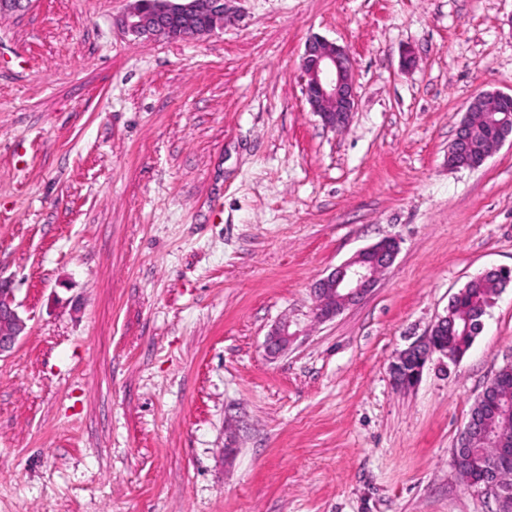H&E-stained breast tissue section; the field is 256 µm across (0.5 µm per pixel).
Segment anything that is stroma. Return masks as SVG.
Segmentation results:
<instances>
[{
  "mask_svg": "<svg viewBox=\"0 0 512 512\" xmlns=\"http://www.w3.org/2000/svg\"><path fill=\"white\" fill-rule=\"evenodd\" d=\"M127 5L0 16V275L28 320L0 512H496L451 450L512 364V285L459 362L408 390L389 367L512 268V146L448 166L467 100L512 93V0H230L192 40L126 36ZM313 36L355 60L340 132L303 95ZM388 237L375 288L315 322L314 279ZM296 337V332H290L288 320L279 322L267 336L265 344L267 355L275 357L286 352Z\"/></svg>",
  "mask_w": 512,
  "mask_h": 512,
  "instance_id": "35a3bbf8",
  "label": "stroma"
}]
</instances>
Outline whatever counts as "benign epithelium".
I'll list each match as a JSON object with an SVG mask.
<instances>
[{"label":"benign epithelium","mask_w":512,"mask_h":512,"mask_svg":"<svg viewBox=\"0 0 512 512\" xmlns=\"http://www.w3.org/2000/svg\"><path fill=\"white\" fill-rule=\"evenodd\" d=\"M227 0H128L125 11L115 18V25L133 38L163 36L184 40L207 35L224 26ZM303 93L310 111L322 125L340 131L350 123L356 103L355 60L349 50L325 38L313 36L305 44L302 56ZM495 125L496 137L485 150L484 157L505 144L512 145V114ZM473 128L465 115L460 120L455 137L448 148V167L457 168V158L472 145ZM399 244L385 238L359 251L354 257L316 279L311 291L315 299L312 314L325 322L336 318L350 305L370 292L378 276L395 261ZM453 327L452 317L441 316L422 339L398 352L390 364L394 384L412 387L422 376L426 361L435 354L450 360L457 357L448 352L442 337ZM27 320L19 311L11 280L0 276V358L10 355L26 335ZM286 321L278 323L268 334L265 351L270 357L286 352L296 339ZM480 433L490 438L485 449L473 463L469 483L485 489L501 488L500 473L512 467V440L500 437L487 427L484 412H471L452 449V457L469 454L473 436Z\"/></svg>","instance_id":"obj_1"}]
</instances>
